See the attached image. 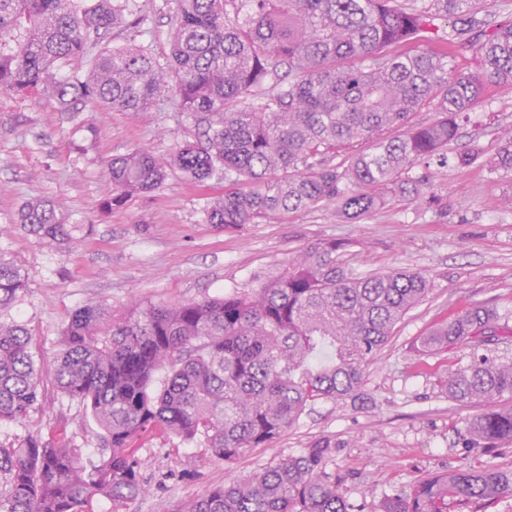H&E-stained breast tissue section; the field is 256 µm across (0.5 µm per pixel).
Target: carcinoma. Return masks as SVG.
<instances>
[{"label":"carcinoma","mask_w":512,"mask_h":512,"mask_svg":"<svg viewBox=\"0 0 512 512\" xmlns=\"http://www.w3.org/2000/svg\"><path fill=\"white\" fill-rule=\"evenodd\" d=\"M482 2L173 0L171 60L162 67L144 48L93 51L112 29L145 23L136 0H0V93H48L68 112L80 104L146 112L171 91L200 135L165 161L140 149L113 158L108 174L119 196L152 192L171 172L203 183L220 170L249 189L205 208L208 224L233 230L322 205L355 221L389 194L437 203L427 178L407 176L416 164L478 159L448 155L458 119L485 82L512 85V20L491 23ZM440 13L453 18L448 43L475 44L473 71L456 72L446 52L401 51L428 39ZM432 105L437 119L411 125ZM354 140L368 149L346 165L327 161ZM488 169L512 172V137ZM16 223L57 247L78 228L45 197L24 202ZM347 247L317 240L251 295L151 306L103 336L100 308H78L61 332L53 380L100 427L96 458L34 435L0 444V512H88L96 497L120 512L145 487L137 452L153 432L199 441L213 459L233 463L270 445L316 401L364 399L366 366L429 285L411 270L359 273ZM24 288L21 270L0 255V316ZM500 321L495 309L473 304L414 345L422 354L475 350L439 387L477 408L461 430L468 447L489 457L512 445V361L476 353L498 337ZM30 342L25 325L0 320V422H21L41 402ZM338 447L319 437L172 512H352L343 480L328 471ZM506 496L512 468L489 460L427 474L386 496L381 512H485Z\"/></svg>","instance_id":"1"}]
</instances>
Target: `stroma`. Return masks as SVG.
<instances>
[{"label":"stroma","mask_w":512,"mask_h":512,"mask_svg":"<svg viewBox=\"0 0 512 512\" xmlns=\"http://www.w3.org/2000/svg\"><path fill=\"white\" fill-rule=\"evenodd\" d=\"M145 29L117 28L115 43L144 47L157 62L169 54L171 0H138ZM512 130V87L486 83L449 153L477 149L479 163L448 169L414 167L429 176L443 210L391 201L350 223L333 207L273 215L235 230L205 223L203 210L229 189L223 175L199 187L179 174L155 192L113 201L106 171L112 157L143 149L170 157L193 140L192 118L168 94L138 114L100 110L63 112L54 98L0 94V254L25 274L27 287L8 314L26 325L42 369L43 401L20 423H0V443L31 434L64 437L83 456L95 455L100 430L82 406L61 397L52 378L60 333L71 314L92 302L101 330L152 305H173L228 293L250 294L281 272L308 243L339 239L350 245L358 272L409 268L430 283L428 296L407 313L365 371L367 404L320 401L266 448L227 464L203 444L168 434L145 439L138 451L147 490L129 512H172L209 487L236 483L317 437L341 443L329 464L344 479L355 512H381L389 493L409 488L427 472L480 465V452L455 432L468 408L442 394L448 368L466 366L464 348L422 355L413 344L468 305L498 309L512 324V172L489 174L501 135ZM50 197L72 223L83 225L60 248L26 234L15 223L27 200ZM112 207H105V200ZM190 477H181L187 459Z\"/></svg>","instance_id":"1"}]
</instances>
